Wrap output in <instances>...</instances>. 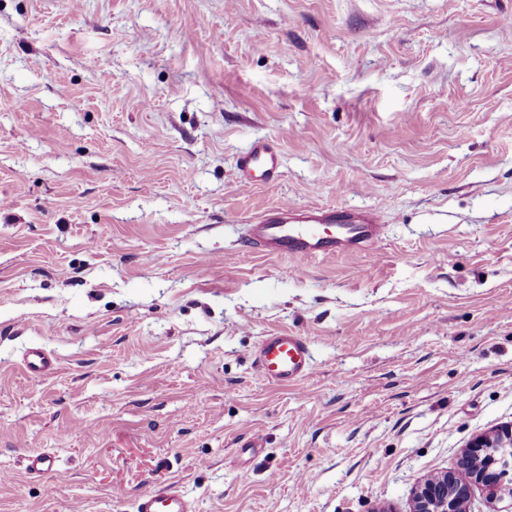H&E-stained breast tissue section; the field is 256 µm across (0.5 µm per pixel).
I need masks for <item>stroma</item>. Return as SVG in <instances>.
<instances>
[{"label": "stroma", "instance_id": "stroma-1", "mask_svg": "<svg viewBox=\"0 0 512 512\" xmlns=\"http://www.w3.org/2000/svg\"><path fill=\"white\" fill-rule=\"evenodd\" d=\"M509 15L0 0V512H134L169 482L197 512H409L512 425ZM261 139L282 176L240 185ZM284 202L385 236L254 251L247 219ZM279 330L313 355L295 386L254 364Z\"/></svg>", "mask_w": 512, "mask_h": 512}]
</instances>
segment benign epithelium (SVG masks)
<instances>
[{"instance_id": "obj_1", "label": "benign epithelium", "mask_w": 512, "mask_h": 512, "mask_svg": "<svg viewBox=\"0 0 512 512\" xmlns=\"http://www.w3.org/2000/svg\"><path fill=\"white\" fill-rule=\"evenodd\" d=\"M485 494L486 512L512 498V426L476 437L462 450L456 466L420 481L409 512H473L474 489Z\"/></svg>"}]
</instances>
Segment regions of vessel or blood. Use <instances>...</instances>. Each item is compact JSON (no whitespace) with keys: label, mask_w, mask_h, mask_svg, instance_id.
Returning a JSON list of instances; mask_svg holds the SVG:
<instances>
[{"label":"vessel or blood","mask_w":512,"mask_h":512,"mask_svg":"<svg viewBox=\"0 0 512 512\" xmlns=\"http://www.w3.org/2000/svg\"><path fill=\"white\" fill-rule=\"evenodd\" d=\"M236 165L243 184L273 182L281 172V154L275 145L257 141L238 156ZM381 238L382 227L373 214L335 207L300 210L286 202L250 222L248 228V241L260 253L303 260L362 254ZM255 363L268 381L292 386L309 375L312 353L304 337L282 330L263 338ZM135 512H195V506L170 483L140 494Z\"/></svg>","instance_id":"vessel-or-blood-1"}]
</instances>
